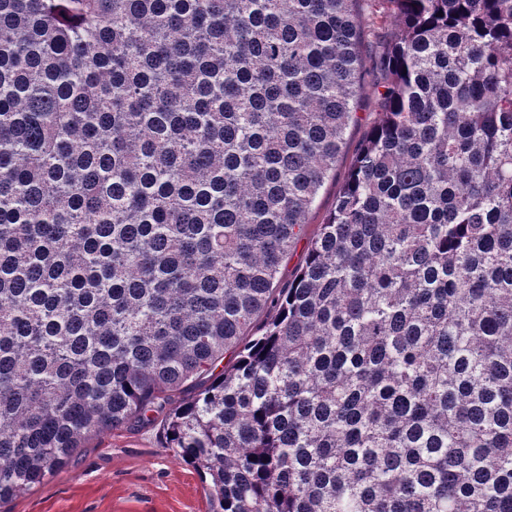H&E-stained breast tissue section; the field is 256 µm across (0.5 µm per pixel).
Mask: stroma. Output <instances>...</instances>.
I'll list each match as a JSON object with an SVG mask.
<instances>
[{"label": "stroma", "mask_w": 512, "mask_h": 512, "mask_svg": "<svg viewBox=\"0 0 512 512\" xmlns=\"http://www.w3.org/2000/svg\"><path fill=\"white\" fill-rule=\"evenodd\" d=\"M357 119L344 134L333 175L308 215L315 235L329 212L357 149L378 120L371 90L361 92ZM197 474L163 445L158 426L121 429L91 440L74 464L0 512H207Z\"/></svg>", "instance_id": "1"}]
</instances>
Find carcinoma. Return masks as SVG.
<instances>
[{"label":"carcinoma","instance_id":"obj_1","mask_svg":"<svg viewBox=\"0 0 512 512\" xmlns=\"http://www.w3.org/2000/svg\"><path fill=\"white\" fill-rule=\"evenodd\" d=\"M154 423L210 512H512V0H0V504ZM356 112V122L350 123L345 131L344 145L336 161V170L324 184L308 215L306 238L292 248L281 263L279 277L282 283L291 281L299 270L306 251L307 240L316 234L319 224H322L324 217L331 209L334 197L347 175L360 143L379 118L375 98L368 85L359 96Z\"/></svg>","mask_w":512,"mask_h":512}]
</instances>
